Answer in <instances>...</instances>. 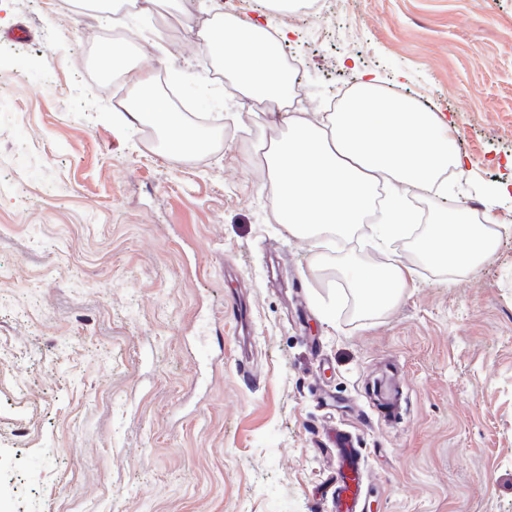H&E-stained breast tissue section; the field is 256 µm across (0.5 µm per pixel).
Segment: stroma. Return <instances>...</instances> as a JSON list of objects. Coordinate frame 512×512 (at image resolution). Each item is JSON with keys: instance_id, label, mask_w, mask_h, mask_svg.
<instances>
[{"instance_id": "stroma-1", "label": "stroma", "mask_w": 512, "mask_h": 512, "mask_svg": "<svg viewBox=\"0 0 512 512\" xmlns=\"http://www.w3.org/2000/svg\"><path fill=\"white\" fill-rule=\"evenodd\" d=\"M168 0L102 24L80 0H0V512H331L337 430L366 460L363 512H512V0ZM232 8L285 30L317 116L357 73L451 121L465 167L416 197L409 235L367 216L338 250L292 236L251 168L259 128L183 19ZM27 25L25 42L4 39ZM186 119L223 140L168 155L87 56L113 27ZM492 217L465 272L414 249L444 206ZM407 262L354 314L345 264ZM396 374L399 418L372 384Z\"/></svg>"}]
</instances>
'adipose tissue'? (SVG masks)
<instances>
[{
    "instance_id": "ef3b65f1",
    "label": "adipose tissue",
    "mask_w": 512,
    "mask_h": 512,
    "mask_svg": "<svg viewBox=\"0 0 512 512\" xmlns=\"http://www.w3.org/2000/svg\"><path fill=\"white\" fill-rule=\"evenodd\" d=\"M280 40L265 27L228 16L216 18L202 37L203 48L224 64V89L241 104H277L286 126L264 154L270 203L289 232L322 243L348 235L373 206H380L379 240L403 235L415 216L412 193L439 190L448 167L463 168L450 130L432 112L404 98L379 94L371 79H358L354 93L338 111L321 117L293 110L294 76L278 60ZM125 72L132 85L133 122L160 125L168 152L191 157L208 149V134L190 126L139 68ZM426 261L468 268L490 256L495 240L488 227L468 221L466 209L443 211L418 238ZM413 280L412 268L396 262L388 269L359 267L357 295L365 310L381 311Z\"/></svg>"
}]
</instances>
